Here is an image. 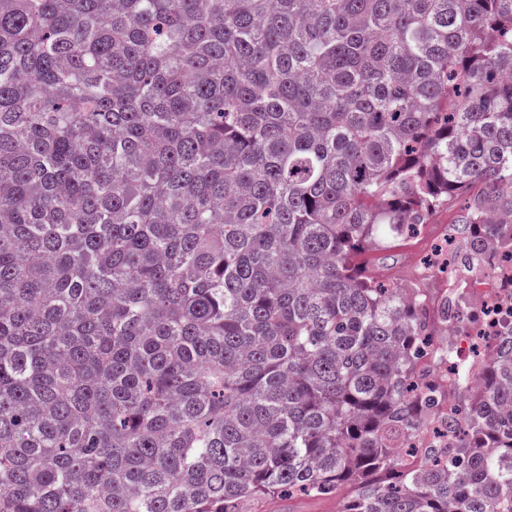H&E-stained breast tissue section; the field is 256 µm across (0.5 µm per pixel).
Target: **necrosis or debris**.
Masks as SVG:
<instances>
[{"mask_svg": "<svg viewBox=\"0 0 512 512\" xmlns=\"http://www.w3.org/2000/svg\"><path fill=\"white\" fill-rule=\"evenodd\" d=\"M434 265L448 268V333L435 342L448 352L434 376L445 386L465 380L476 384V368L493 355L490 339L512 334V261L490 246L484 262L459 276L455 252L436 254Z\"/></svg>", "mask_w": 512, "mask_h": 512, "instance_id": "1", "label": "necrosis or debris"}]
</instances>
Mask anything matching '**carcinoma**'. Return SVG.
<instances>
[{"label": "carcinoma", "instance_id": "cac0c4a2", "mask_svg": "<svg viewBox=\"0 0 512 512\" xmlns=\"http://www.w3.org/2000/svg\"><path fill=\"white\" fill-rule=\"evenodd\" d=\"M455 195L512 258V0H0V512H512V335L448 434L363 260Z\"/></svg>", "mask_w": 512, "mask_h": 512}]
</instances>
